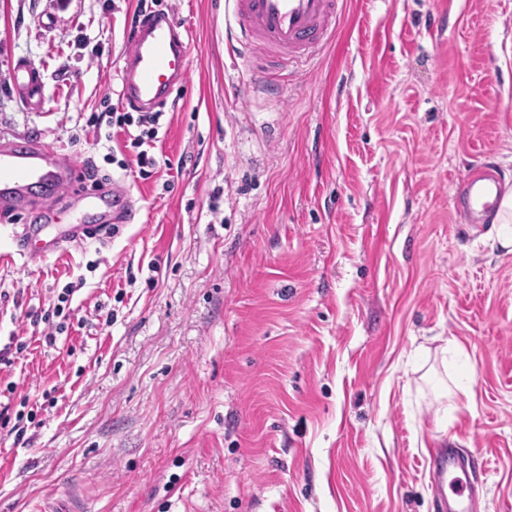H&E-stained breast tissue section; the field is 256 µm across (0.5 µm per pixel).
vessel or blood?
I'll list each match as a JSON object with an SVG mask.
<instances>
[{"label":"vessel or blood","instance_id":"b4317fda","mask_svg":"<svg viewBox=\"0 0 512 512\" xmlns=\"http://www.w3.org/2000/svg\"><path fill=\"white\" fill-rule=\"evenodd\" d=\"M341 0H224L237 30L241 49L262 46L266 57L263 70L281 63L312 57L319 48L334 41ZM188 72L187 46L174 19L149 17L135 32L130 51L119 71L123 103L139 111H150L176 82ZM12 83L27 104L41 100V77L21 65ZM73 161L65 154L31 140L0 143V213H14L29 190L42 186L57 191L67 186ZM498 171L483 166L467 174L458 184L456 198L472 219L490 214L502 196ZM66 234L52 223L28 225L24 238L27 260L58 252ZM432 487L445 512H477L468 475L459 473L456 449L435 453Z\"/></svg>","mask_w":512,"mask_h":512}]
</instances>
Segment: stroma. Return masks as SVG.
<instances>
[{
  "instance_id": "stroma-1",
  "label": "stroma",
  "mask_w": 512,
  "mask_h": 512,
  "mask_svg": "<svg viewBox=\"0 0 512 512\" xmlns=\"http://www.w3.org/2000/svg\"><path fill=\"white\" fill-rule=\"evenodd\" d=\"M188 34L149 178L99 122L138 0H0V141L79 162L0 219V512H438L457 449L478 512H512V251L471 222L480 164L512 187V0H344L275 83L229 56L224 0H148ZM40 71L30 109L10 72ZM135 216L36 262L17 235ZM75 292L47 341L30 312Z\"/></svg>"
}]
</instances>
